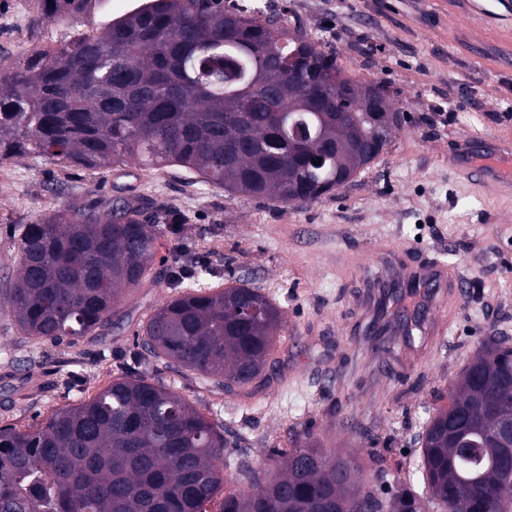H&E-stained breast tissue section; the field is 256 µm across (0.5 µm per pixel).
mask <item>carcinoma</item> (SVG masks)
<instances>
[{
	"mask_svg": "<svg viewBox=\"0 0 512 512\" xmlns=\"http://www.w3.org/2000/svg\"><path fill=\"white\" fill-rule=\"evenodd\" d=\"M96 2L37 0L56 21ZM376 88L385 85L349 77L302 27L279 25L268 3L142 0L102 33L25 50L0 74V163L177 165L230 194L310 204L351 183L399 130L389 97L386 128L376 123ZM169 220L144 198L116 197L25 225L8 289L16 324L75 343L112 323L126 289L165 280L178 294L141 327L142 357L228 393L267 380L281 310L246 280L206 291L176 259L156 268ZM507 415L512 345L490 336L419 436L423 491L381 499L355 486L353 460L308 431L289 438L280 471L262 478L240 461L229 480L224 427L126 373L26 430L0 427V512H512V470L496 466Z\"/></svg>",
	"mask_w": 512,
	"mask_h": 512,
	"instance_id": "carcinoma-1",
	"label": "carcinoma"
}]
</instances>
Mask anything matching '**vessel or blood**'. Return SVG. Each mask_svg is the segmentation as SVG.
Masks as SVG:
<instances>
[{
    "mask_svg": "<svg viewBox=\"0 0 512 512\" xmlns=\"http://www.w3.org/2000/svg\"><path fill=\"white\" fill-rule=\"evenodd\" d=\"M464 4L463 16L473 21L502 11L512 16V0H464ZM456 143L459 150L448 161L455 177L497 195L512 193V143L470 133L460 134ZM388 269L378 291L364 298V310L390 318L389 330L397 336L443 335L447 310L460 294L462 281L449 280L445 264L438 260L414 262L397 255Z\"/></svg>",
    "mask_w": 512,
    "mask_h": 512,
    "instance_id": "obj_1",
    "label": "vessel or blood"
}]
</instances>
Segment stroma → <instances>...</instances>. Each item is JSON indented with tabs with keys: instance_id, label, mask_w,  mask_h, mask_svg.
Wrapping results in <instances>:
<instances>
[{
	"instance_id": "obj_1",
	"label": "stroma",
	"mask_w": 512,
	"mask_h": 512,
	"mask_svg": "<svg viewBox=\"0 0 512 512\" xmlns=\"http://www.w3.org/2000/svg\"><path fill=\"white\" fill-rule=\"evenodd\" d=\"M282 24H301L338 65L383 83L403 114L391 144L355 180L317 202L295 206L231 196L182 168L62 169L32 157L0 164V426L20 430L78 404L125 373L136 334L175 294L166 283L119 299L111 327L75 344L51 345L20 332L5 297L19 260V231L72 201L142 196L184 221L158 254L182 255L212 274L202 287L250 280L285 315L266 386L225 393L156 365L163 381L208 418L228 424L230 454L260 473L278 465L290 431L314 432L325 448L353 458L359 485L382 498L415 483L417 438L449 386L489 336L512 337V196L490 195L449 177L448 155L462 132L512 140V22L456 18L458 0H275ZM29 0H0V63L21 49L59 41L31 16ZM417 259H438L468 285L445 335L422 364L400 350L373 349L350 327L355 288L346 263L372 262L378 243ZM80 374L76 386L58 369ZM383 478H374L376 469Z\"/></svg>"
}]
</instances>
